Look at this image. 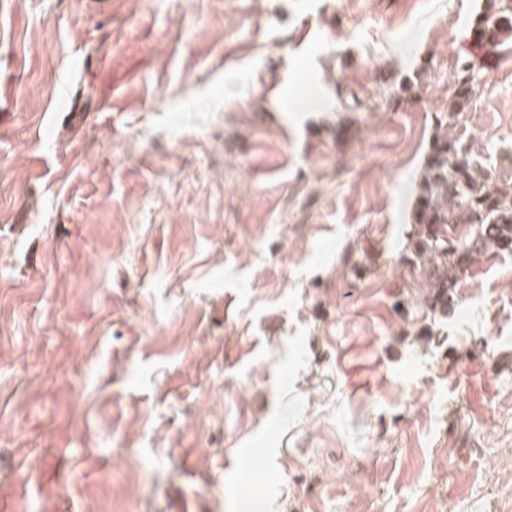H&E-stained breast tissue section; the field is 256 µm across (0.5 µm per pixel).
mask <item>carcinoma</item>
Here are the masks:
<instances>
[{
  "instance_id": "1",
  "label": "carcinoma",
  "mask_w": 512,
  "mask_h": 512,
  "mask_svg": "<svg viewBox=\"0 0 512 512\" xmlns=\"http://www.w3.org/2000/svg\"><path fill=\"white\" fill-rule=\"evenodd\" d=\"M473 37L492 53L512 47V0H486ZM478 70L461 64L448 90L418 177L411 229L405 235L409 265L425 281L414 305L425 316L446 318L459 303L458 288L477 259L512 256V168L484 163L463 129L474 103Z\"/></svg>"
}]
</instances>
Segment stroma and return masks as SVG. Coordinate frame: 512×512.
I'll use <instances>...</instances> for the list:
<instances>
[{
	"instance_id": "obj_1",
	"label": "stroma",
	"mask_w": 512,
	"mask_h": 512,
	"mask_svg": "<svg viewBox=\"0 0 512 512\" xmlns=\"http://www.w3.org/2000/svg\"><path fill=\"white\" fill-rule=\"evenodd\" d=\"M484 5L0 0V512H512V257L394 307Z\"/></svg>"
}]
</instances>
